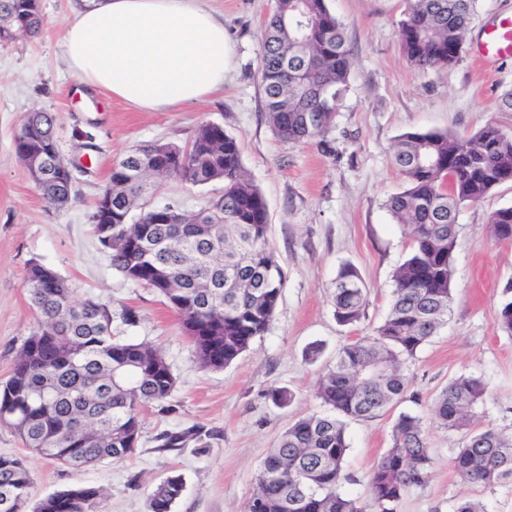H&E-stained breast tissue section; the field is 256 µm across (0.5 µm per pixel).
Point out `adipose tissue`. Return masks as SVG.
Returning a JSON list of instances; mask_svg holds the SVG:
<instances>
[{
    "label": "adipose tissue",
    "instance_id": "adipose-tissue-1",
    "mask_svg": "<svg viewBox=\"0 0 512 512\" xmlns=\"http://www.w3.org/2000/svg\"><path fill=\"white\" fill-rule=\"evenodd\" d=\"M61 50L81 85L140 112L197 104L224 86V18L205 0H86Z\"/></svg>",
    "mask_w": 512,
    "mask_h": 512
}]
</instances>
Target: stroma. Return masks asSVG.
Masks as SVG:
<instances>
[{"label": "stroma", "instance_id": "stroma-1", "mask_svg": "<svg viewBox=\"0 0 512 512\" xmlns=\"http://www.w3.org/2000/svg\"><path fill=\"white\" fill-rule=\"evenodd\" d=\"M274 0H211L224 15L228 44L224 89L211 100L170 112H137L91 92L65 68L60 31L81 0H40L44 24L37 35L18 34L0 45V381L7 380L35 319L24 279L31 262L53 268L75 290L105 303L112 333L159 347L176 377L161 405L146 408L137 447L121 462L65 467L25 448L0 427V455L21 457L32 476L30 503L74 486L98 488L101 512H148V496L167 476L185 488L174 512H244L256 476L279 433L297 418L321 411L318 377L345 343L373 335L384 320L392 275L412 242L384 206L401 189L392 165L397 136L410 130L448 131L465 137L488 121L512 131V112L498 108L512 89V59L476 53L489 29L512 19V0H477L460 61L419 71L398 41L406 0H328L342 23L350 51L348 90L324 138L282 140L268 126L259 80L261 28ZM49 112L62 155L81 165L68 205L47 203L14 150L26 113ZM214 123L235 137L243 165L263 193L269 241L286 273V286L268 331L231 366L204 371L176 314L152 289L126 280L110 264L93 225L97 198L114 163L139 144L187 143L200 125ZM224 185L167 182L154 207L178 203L196 211L221 195ZM512 206V182L465 205L456 226L453 313L437 336L407 364L419 402L405 400L380 416L349 421L345 490L371 507L370 475L391 443L402 412L421 417L431 448L428 484L404 496L398 512H453L463 499L484 512H512V479L492 486L463 481L452 458L462 436L441 429L430 405L448 381L481 377L487 394L483 424L512 433V337L496 327L511 296L512 242L496 240L491 214ZM352 264L370 290L365 316L352 326L336 320L331 293L339 269ZM290 392L276 405L271 389ZM203 440L164 450L158 438L189 427Z\"/></svg>", "mask_w": 512, "mask_h": 512}]
</instances>
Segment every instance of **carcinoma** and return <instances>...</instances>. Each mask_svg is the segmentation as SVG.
Instances as JSON below:
<instances>
[{"label":"carcinoma","instance_id":"carcinoma-1","mask_svg":"<svg viewBox=\"0 0 512 512\" xmlns=\"http://www.w3.org/2000/svg\"><path fill=\"white\" fill-rule=\"evenodd\" d=\"M477 0H408L398 26L402 51L418 69L451 67L460 60ZM29 34L44 24L31 0H0V21ZM260 82L272 130L297 143L333 125L337 101L348 88L351 61L342 24L327 0H275L262 26ZM54 116L29 112L14 140L18 158H40L53 169L58 153ZM392 164L402 188L385 206L409 230L412 249L394 275L389 312L372 337L344 344L320 377L324 412L305 415L284 429L266 457L245 512H364L344 491L350 445L347 421L378 416L410 386L404 365L448 324L460 209L512 181V132L490 121L459 139L448 132L401 134ZM171 179L195 186L224 182V193L196 212L176 203L147 200ZM73 182L50 174L36 186L63 207ZM101 195L112 197V219L93 221L112 267L127 280L154 290L178 316L197 366L221 370L248 352L267 331L286 275L267 240L262 192L246 175L238 140L217 124L201 125L191 141L140 145L112 166ZM494 237L512 241V206L489 219ZM37 328L19 352L11 376L0 384V425L24 447L75 468L125 460L134 450L141 411L165 402L176 378L162 352L112 336L107 306L74 299V288L53 269L33 262L25 277ZM337 321L353 325L369 304L357 270L343 266L332 293ZM512 337V301L497 315ZM486 384L459 376L433 400L432 414L448 431L464 433L453 457L465 481L493 485L512 478V435L477 423ZM200 428L160 436L175 450ZM432 457L422 419L402 412L391 446L372 471L369 487L377 512H397L401 499L425 487ZM32 476L22 459L0 456V512L28 501ZM184 490L171 475L148 498L150 512H172ZM101 493L75 486L40 500L33 512H99Z\"/></svg>","mask_w":512,"mask_h":512}]
</instances>
